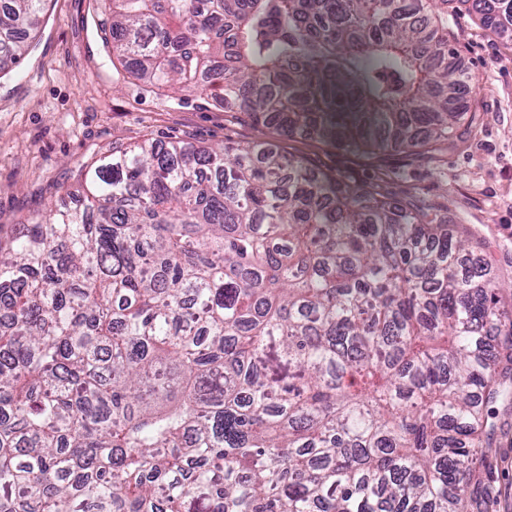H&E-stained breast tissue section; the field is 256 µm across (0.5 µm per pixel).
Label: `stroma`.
Returning a JSON list of instances; mask_svg holds the SVG:
<instances>
[{"instance_id": "1", "label": "stroma", "mask_w": 512, "mask_h": 512, "mask_svg": "<svg viewBox=\"0 0 512 512\" xmlns=\"http://www.w3.org/2000/svg\"><path fill=\"white\" fill-rule=\"evenodd\" d=\"M108 13V0H46L30 50L0 79V229L45 222L57 206L78 204L77 171L101 151L145 137L270 142L312 170L378 182L397 201L448 213L485 245L495 274L512 279V38L454 14L455 64L477 85L473 118L438 148L368 155L305 132L283 136L217 107L209 90L153 89L128 78L102 39ZM495 412L492 512H512V408Z\"/></svg>"}]
</instances>
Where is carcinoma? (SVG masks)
<instances>
[{
  "label": "carcinoma",
  "instance_id": "cac0c4a2",
  "mask_svg": "<svg viewBox=\"0 0 512 512\" xmlns=\"http://www.w3.org/2000/svg\"><path fill=\"white\" fill-rule=\"evenodd\" d=\"M112 0L131 78L337 147L448 140V16L512 0ZM45 0H0V72ZM0 230V512H487L512 309L465 232L267 143L151 138ZM481 487L467 494L469 485Z\"/></svg>",
  "mask_w": 512,
  "mask_h": 512
}]
</instances>
